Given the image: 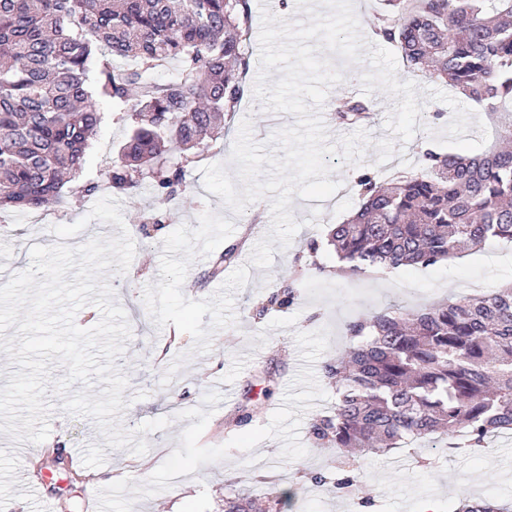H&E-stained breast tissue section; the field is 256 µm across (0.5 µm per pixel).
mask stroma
<instances>
[{"label":"stroma","mask_w":512,"mask_h":512,"mask_svg":"<svg viewBox=\"0 0 512 512\" xmlns=\"http://www.w3.org/2000/svg\"><path fill=\"white\" fill-rule=\"evenodd\" d=\"M251 33L243 43L247 72L236 112L225 114L224 134L214 142L207 164H229L244 119L252 138L265 143L294 125L295 115L268 111L254 96L260 71L261 8L303 21L296 0H248ZM399 81H415L422 113L408 141L392 135L386 121L396 99L369 93L377 109L363 126L368 135L359 164L333 158L331 181L339 191L327 200L293 197L290 209L300 228L292 243L275 250L269 268L252 266L255 244L270 221L249 224L218 195L205 190L201 165L188 167L186 190L170 203L150 186L118 195L123 225L88 220L94 201H67L53 212L0 211V285L30 265L29 249L52 246V226L87 220L68 238L77 247L94 238L128 233L136 251L126 273L108 270L115 301L126 312L130 337L117 367L127 375L128 406L118 418L135 431L126 448L107 446L93 419L65 412L51 397V433L39 444L16 442L0 433V512H89L87 492L99 490L104 512H223L224 497L243 471L253 475L248 488L260 497L275 489L290 499L282 512H421L432 502L436 512L469 498L512 502V432L488 438L472 455L440 445L419 452L400 448L370 457L359 475L360 492L351 495L311 481L315 472H333L335 449L313 447L309 427L332 411L336 390L324 366L352 343L346 326L374 314L416 310L457 301L512 283V243L490 241L460 258L429 266L402 267L384 276L336 275L332 250L319 251L324 274L303 275L292 305L266 309L273 290L293 278V258L307 241L326 240L332 225L344 222L360 205L352 184L357 169L387 178L419 167L424 146L472 155L490 147L496 117L444 80L414 76L405 66ZM442 118L431 121L433 113ZM125 131L112 120L99 127L86 157L84 174L105 181L120 159ZM205 163V164H206ZM166 215L163 232L144 235L149 215ZM231 260L213 264L224 251ZM168 419L167 428L139 432L144 422Z\"/></svg>","instance_id":"stroma-1"}]
</instances>
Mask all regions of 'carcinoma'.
<instances>
[{
    "mask_svg": "<svg viewBox=\"0 0 512 512\" xmlns=\"http://www.w3.org/2000/svg\"><path fill=\"white\" fill-rule=\"evenodd\" d=\"M373 32L407 68L441 77L497 114L512 142V0H387ZM247 0H0V209L47 210L66 196L97 195L82 181L89 140L112 104L125 126L107 188L126 193L145 179L166 199L184 192L185 166L221 134V115L242 95L241 44ZM176 61L168 82L155 74ZM336 121L361 124L372 108L345 96ZM179 153L178 162L165 154ZM424 167L389 179L355 176L359 208L328 233L336 273L375 276L433 266L481 247L512 242V150L469 156L428 150ZM141 179H136V176ZM358 343L325 365L336 406L310 426L314 445L355 448L338 462V485H357L370 453L404 440L463 436L477 451L512 431V287L415 311L351 322ZM243 490L224 512H256ZM453 512H512L494 499Z\"/></svg>",
    "mask_w": 512,
    "mask_h": 512,
    "instance_id": "carcinoma-1",
    "label": "carcinoma"
}]
</instances>
